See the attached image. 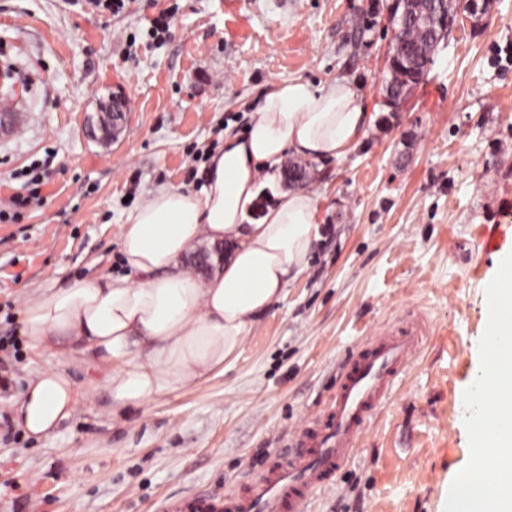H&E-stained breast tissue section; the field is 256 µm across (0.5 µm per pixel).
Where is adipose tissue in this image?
<instances>
[{"mask_svg": "<svg viewBox=\"0 0 512 512\" xmlns=\"http://www.w3.org/2000/svg\"><path fill=\"white\" fill-rule=\"evenodd\" d=\"M369 122L349 81L318 87L303 78L275 82L245 132L225 134L204 167L199 190L161 186L122 224L124 273L90 278L26 298L25 328L34 344L78 357L105 372L113 409L141 406L223 368L258 321L307 265L319 237L313 190L282 193L252 222L261 181L274 180L287 154L345 157ZM224 245L208 276L182 260L196 244ZM487 285L485 346L501 357L498 381L479 391L473 419L494 423L488 481L454 512H512V251ZM80 393L63 370L46 368L28 382L15 407L31 437L52 434L76 412Z\"/></svg>", "mask_w": 512, "mask_h": 512, "instance_id": "obj_1", "label": "adipose tissue"}]
</instances>
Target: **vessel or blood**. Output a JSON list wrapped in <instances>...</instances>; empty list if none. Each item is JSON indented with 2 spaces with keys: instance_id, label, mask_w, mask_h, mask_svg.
Wrapping results in <instances>:
<instances>
[{
  "instance_id": "vessel-or-blood-1",
  "label": "vessel or blood",
  "mask_w": 512,
  "mask_h": 512,
  "mask_svg": "<svg viewBox=\"0 0 512 512\" xmlns=\"http://www.w3.org/2000/svg\"><path fill=\"white\" fill-rule=\"evenodd\" d=\"M420 334L417 325L399 322L364 343L350 359L321 434H306L304 447L289 453L284 468L256 480L249 495L224 497L222 512H304L310 496L347 467L370 417L417 352Z\"/></svg>"
}]
</instances>
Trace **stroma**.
Masks as SVG:
<instances>
[{
    "label": "stroma",
    "mask_w": 512,
    "mask_h": 512,
    "mask_svg": "<svg viewBox=\"0 0 512 512\" xmlns=\"http://www.w3.org/2000/svg\"><path fill=\"white\" fill-rule=\"evenodd\" d=\"M388 0H0V64L26 85L0 134V210L44 163L42 206L0 220V306L122 273L119 234L157 187L199 188L224 131H243L271 83L357 88L371 124L344 158L308 163L319 238L308 266L224 371L112 411L91 365L23 343L21 382L66 370L86 397L44 438L0 442V512H171L247 492L319 425L350 356L399 320L423 330L389 402L307 512H450L475 450L487 370L486 284L512 250V0L461 17L399 110L385 106ZM170 14L164 41L149 35ZM128 122L88 136L112 92Z\"/></svg>",
    "instance_id": "stroma-1"
}]
</instances>
